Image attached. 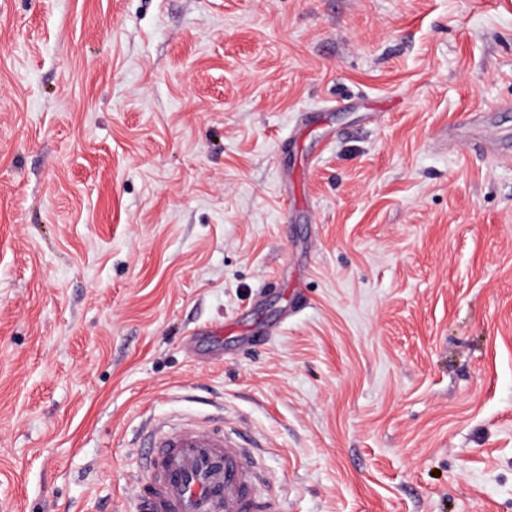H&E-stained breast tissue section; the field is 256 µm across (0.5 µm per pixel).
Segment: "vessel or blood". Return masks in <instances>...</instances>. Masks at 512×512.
<instances>
[{"label":"vessel or blood","mask_w":512,"mask_h":512,"mask_svg":"<svg viewBox=\"0 0 512 512\" xmlns=\"http://www.w3.org/2000/svg\"><path fill=\"white\" fill-rule=\"evenodd\" d=\"M133 495V512H283L250 440L209 421H162Z\"/></svg>","instance_id":"obj_1"}]
</instances>
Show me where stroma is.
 Masks as SVG:
<instances>
[{
  "mask_svg": "<svg viewBox=\"0 0 512 512\" xmlns=\"http://www.w3.org/2000/svg\"><path fill=\"white\" fill-rule=\"evenodd\" d=\"M215 412L285 512H512V0H0V512Z\"/></svg>",
  "mask_w": 512,
  "mask_h": 512,
  "instance_id": "obj_1",
  "label": "stroma"
}]
</instances>
